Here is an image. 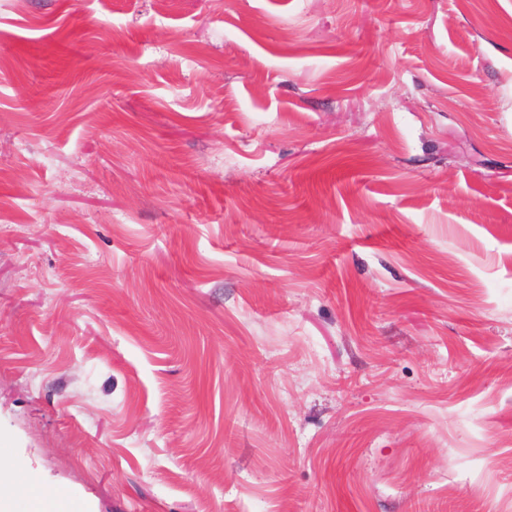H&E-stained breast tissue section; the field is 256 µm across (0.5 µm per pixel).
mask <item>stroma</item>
<instances>
[{"mask_svg":"<svg viewBox=\"0 0 512 512\" xmlns=\"http://www.w3.org/2000/svg\"><path fill=\"white\" fill-rule=\"evenodd\" d=\"M1 465L502 512L512 0H0Z\"/></svg>","mask_w":512,"mask_h":512,"instance_id":"stroma-1","label":"stroma"}]
</instances>
